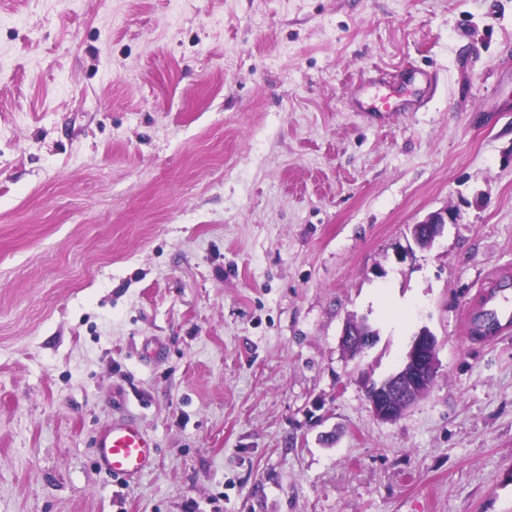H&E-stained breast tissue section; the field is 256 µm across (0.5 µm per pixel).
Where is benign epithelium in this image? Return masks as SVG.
<instances>
[{
	"label": "benign epithelium",
	"instance_id": "obj_1",
	"mask_svg": "<svg viewBox=\"0 0 512 512\" xmlns=\"http://www.w3.org/2000/svg\"><path fill=\"white\" fill-rule=\"evenodd\" d=\"M454 223L448 209L432 212L412 225L414 242L430 248L442 237L446 224ZM375 337L366 331V324L349 322L342 334V344L359 353L370 347ZM437 339L426 327L415 335L400 366L385 378L368 381L366 392L373 415L386 422L399 418L413 401V392L431 386L438 374Z\"/></svg>",
	"mask_w": 512,
	"mask_h": 512
}]
</instances>
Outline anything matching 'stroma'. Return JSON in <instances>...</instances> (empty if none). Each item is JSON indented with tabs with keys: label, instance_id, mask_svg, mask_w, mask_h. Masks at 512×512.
<instances>
[{
	"label": "stroma",
	"instance_id": "35a3bbf8",
	"mask_svg": "<svg viewBox=\"0 0 512 512\" xmlns=\"http://www.w3.org/2000/svg\"><path fill=\"white\" fill-rule=\"evenodd\" d=\"M493 272L512 0H0V512H512ZM423 327L440 374L379 421ZM127 416L158 454L116 482ZM454 221L452 214L446 208L432 212L412 225L413 240L421 248H430L438 238L443 236L446 224H453ZM490 279L487 282V287L479 295L475 311L471 316L468 313L465 316V329L470 335L468 337L473 340H490L500 329L507 328L512 324V298L499 288L504 277L492 275ZM479 311L487 313L488 320L478 321L476 319L475 323L474 317ZM479 325L496 327L498 330L493 334H487L477 330ZM366 327L368 326L363 322L347 323L342 334V344L353 349L355 353L370 347L375 341V335L367 333ZM156 455L155 443L132 417L112 421L95 442V463L114 479L127 481L142 475Z\"/></svg>",
	"mask_w": 512,
	"mask_h": 512
}]
</instances>
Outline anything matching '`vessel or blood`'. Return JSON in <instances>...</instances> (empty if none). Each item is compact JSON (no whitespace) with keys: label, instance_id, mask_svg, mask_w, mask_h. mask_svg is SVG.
<instances>
[{"label":"vessel or blood","instance_id":"obj_1","mask_svg":"<svg viewBox=\"0 0 512 512\" xmlns=\"http://www.w3.org/2000/svg\"><path fill=\"white\" fill-rule=\"evenodd\" d=\"M501 276H492L475 305L486 313L490 327L512 326V297L500 288ZM157 448L134 418L112 421L98 434L95 442V462L102 471L120 480L142 475L153 464Z\"/></svg>","mask_w":512,"mask_h":512}]
</instances>
